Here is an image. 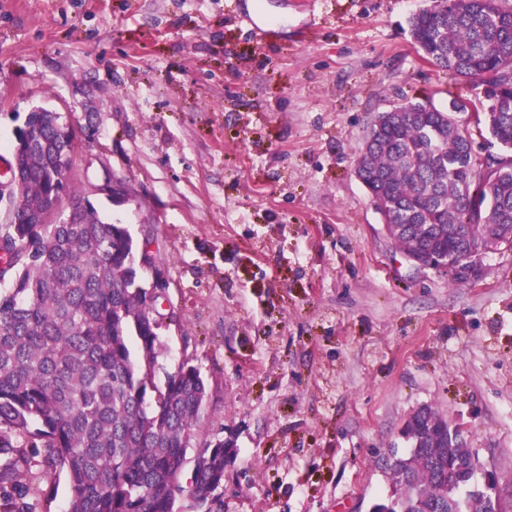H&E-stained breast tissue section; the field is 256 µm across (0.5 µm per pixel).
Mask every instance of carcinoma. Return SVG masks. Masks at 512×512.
<instances>
[{"label":"carcinoma","mask_w":512,"mask_h":512,"mask_svg":"<svg viewBox=\"0 0 512 512\" xmlns=\"http://www.w3.org/2000/svg\"><path fill=\"white\" fill-rule=\"evenodd\" d=\"M415 45L438 68L485 87L493 139L512 150V7L502 0H456L442 12L409 19ZM449 109L407 103L389 118L364 153L366 188L389 203L406 254L446 256L451 231L468 224L484 235L493 224L499 246L512 249V156L483 168L465 156L469 140ZM50 150L22 157L21 216L40 212L62 182L49 175ZM471 182L472 195L459 185ZM0 427L24 435L32 457H0V489L17 485L20 469L37 459L45 472L63 471L66 512H175L182 487L173 474L190 449L206 398L199 370L181 363L155 379L157 329L136 283L134 241L122 224L102 221L89 207L78 224H1ZM410 448L392 450V491L371 512H502L487 491L459 492L474 469L448 455L447 421L431 407L407 423ZM190 495L203 512H221L224 441L196 449Z\"/></svg>","instance_id":"cac0c4a2"}]
</instances>
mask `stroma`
<instances>
[{
	"label": "stroma",
	"instance_id": "1",
	"mask_svg": "<svg viewBox=\"0 0 512 512\" xmlns=\"http://www.w3.org/2000/svg\"><path fill=\"white\" fill-rule=\"evenodd\" d=\"M304 2L0 0V155L32 107L69 114L70 189L150 244L161 369L208 384L190 443L235 438L222 512H369L424 405L512 512V249L475 282L414 269L355 175L380 113L481 89L414 44L431 0ZM105 168L125 201L91 194ZM20 482L64 512L65 473ZM166 288V283L163 279L161 272L155 269L154 280L150 287L146 290V313L154 321L155 325L160 328L161 323L157 315V302L163 295Z\"/></svg>",
	"mask_w": 512,
	"mask_h": 512
}]
</instances>
